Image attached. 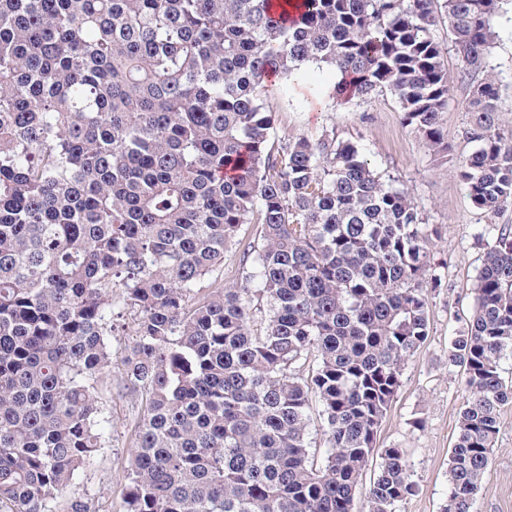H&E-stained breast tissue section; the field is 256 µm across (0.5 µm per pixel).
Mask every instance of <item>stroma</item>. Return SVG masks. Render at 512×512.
Wrapping results in <instances>:
<instances>
[{
  "instance_id": "1",
  "label": "stroma",
  "mask_w": 512,
  "mask_h": 512,
  "mask_svg": "<svg viewBox=\"0 0 512 512\" xmlns=\"http://www.w3.org/2000/svg\"><path fill=\"white\" fill-rule=\"evenodd\" d=\"M491 60L506 86L499 123L512 137V6L496 22ZM436 35L444 63L455 78L442 116L447 151L433 150L403 119L395 98L386 91L370 99H336V71L307 63L287 80L270 86L275 108L272 141L335 132L338 140L357 143L371 166L393 176L439 231L432 253L447 286L429 297V338L404 370L403 385L377 434L381 448L407 452L417 485L404 512H440L448 495V460L455 442L459 410L465 398L459 369L448 364V343L458 327L457 316L469 311L483 256L496 239L495 226L512 225V205L493 215L477 209L458 174L459 159L475 148L465 131L469 82L459 80L461 64L451 51V34L439 26ZM101 398L112 423L111 440L82 474L77 488L91 498L95 512H122L127 486L126 466L134 435L139 399L123 388L119 367L101 379ZM501 430L490 465L476 497L475 512H512V404L501 411Z\"/></svg>"
}]
</instances>
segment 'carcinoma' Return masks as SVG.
<instances>
[{
  "instance_id": "carcinoma-1",
  "label": "carcinoma",
  "mask_w": 512,
  "mask_h": 512,
  "mask_svg": "<svg viewBox=\"0 0 512 512\" xmlns=\"http://www.w3.org/2000/svg\"><path fill=\"white\" fill-rule=\"evenodd\" d=\"M500 0H0V512H95L73 491L109 439L98 381L141 397L123 512H368L414 495L376 448L443 287L409 194L333 132L270 142L268 82L332 66L387 90L432 147L471 80L459 163L473 204L512 203L490 52ZM262 224L240 281L214 274ZM139 313L120 353L121 309ZM512 225L497 229L448 347L467 398L441 512H474L512 403ZM317 411L321 456L308 441Z\"/></svg>"
}]
</instances>
